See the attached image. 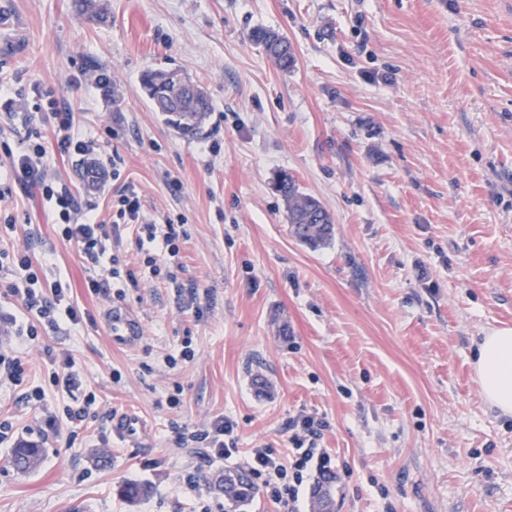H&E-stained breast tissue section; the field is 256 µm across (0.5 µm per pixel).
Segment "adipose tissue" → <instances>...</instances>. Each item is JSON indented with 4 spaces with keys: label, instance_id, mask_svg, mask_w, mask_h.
<instances>
[{
    "label": "adipose tissue",
    "instance_id": "obj_1",
    "mask_svg": "<svg viewBox=\"0 0 512 512\" xmlns=\"http://www.w3.org/2000/svg\"><path fill=\"white\" fill-rule=\"evenodd\" d=\"M474 369L482 396L512 415V328L491 330L477 344Z\"/></svg>",
    "mask_w": 512,
    "mask_h": 512
}]
</instances>
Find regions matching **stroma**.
<instances>
[{
	"mask_svg": "<svg viewBox=\"0 0 512 512\" xmlns=\"http://www.w3.org/2000/svg\"><path fill=\"white\" fill-rule=\"evenodd\" d=\"M104 24L71 0H0V141L23 116L54 139L50 93L75 116L97 157L120 175L96 189L80 158L49 152L79 208L112 216L126 190L141 216L183 218L177 254L151 244L176 282L152 276L135 238L112 243L136 283L112 278L64 241L48 207L16 192L19 226L0 246L51 256L83 320L14 337L23 386L0 383V512H224L221 469L254 448L289 461L294 420L322 421L318 445L336 475V512H512V416L484 401L473 368L480 336L512 328V0H109ZM262 27L291 41L281 70L252 43ZM101 64L124 94L110 111L88 76ZM148 68L199 82L213 110L187 140L153 112ZM291 172L334 219L314 250L290 232L274 175ZM104 282L97 295L88 279ZM124 299H116L117 291ZM142 327L114 344L108 310ZM192 360H179L184 345ZM70 354L95 396L83 421L64 415L43 347ZM176 356L168 365L167 356ZM272 385L257 391L255 376ZM42 402L27 400L33 387ZM144 425L127 444L114 415ZM223 418L231 457L180 443ZM20 441L41 445L17 471ZM148 483L129 501L118 488ZM41 448L32 444H19L11 450L10 459L15 468L22 472L34 469L40 461Z\"/></svg>",
	"mask_w": 512,
	"mask_h": 512,
	"instance_id": "35a3bbf8",
	"label": "stroma"
}]
</instances>
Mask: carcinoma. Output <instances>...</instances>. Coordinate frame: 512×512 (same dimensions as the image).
I'll use <instances>...</instances> for the list:
<instances>
[{"instance_id": "cac0c4a2", "label": "carcinoma", "mask_w": 512, "mask_h": 512, "mask_svg": "<svg viewBox=\"0 0 512 512\" xmlns=\"http://www.w3.org/2000/svg\"><path fill=\"white\" fill-rule=\"evenodd\" d=\"M76 15L93 23L109 20L108 6L103 0H73ZM250 40L260 46L282 70L294 64V53L288 37L265 28H256ZM105 89L107 106L114 112L124 107V98L112 89L106 78L98 77ZM142 91L154 111L178 136L201 139L207 135V119L212 102L207 92L178 69H147L141 76ZM275 192L285 202L291 234L301 243L317 250L331 244L334 238L332 215L322 203L301 191L295 177L283 171L274 180ZM41 449L32 444H19L11 450L10 459L22 472L34 469L40 461ZM336 476L329 471L318 474L310 487V512H335L332 489ZM215 486L224 493L227 512H246L260 491L251 474L244 468H230L219 473Z\"/></svg>"}]
</instances>
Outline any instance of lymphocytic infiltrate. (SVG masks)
Returning <instances> with one entry per match:
<instances>
[{"instance_id": "lymphocytic-infiltrate-1", "label": "lymphocytic infiltrate", "mask_w": 512, "mask_h": 512, "mask_svg": "<svg viewBox=\"0 0 512 512\" xmlns=\"http://www.w3.org/2000/svg\"><path fill=\"white\" fill-rule=\"evenodd\" d=\"M9 164L0 176V203L5 204L14 188L38 190L56 223L61 227L63 240L75 242L86 259L93 264L109 262L113 277L134 279V272H121L120 259L108 253L109 231L93 210L79 211L72 191L49 173L46 158L48 148L40 129L27 127L19 148L4 146L0 149ZM141 200L135 191L119 195L112 202V219H133V231L138 242L162 241L168 251H175L179 233L174 222H167L165 229L149 222H139ZM0 285L4 286L12 302L0 305V327L5 328L18 343L35 341L40 330H57L64 324H79L81 315L71 302V285L65 277H56L45 283L32 258L23 252L0 249ZM320 424L306 417L300 422L302 434L293 438L294 458L284 464L270 448L253 449L246 461L252 477L260 479L269 490L270 497L279 505L280 512H297L299 488L303 473L310 462L327 467L328 456H317L312 442Z\"/></svg>"}]
</instances>
